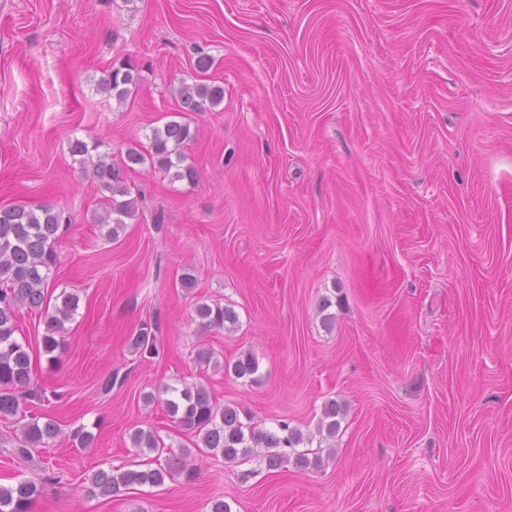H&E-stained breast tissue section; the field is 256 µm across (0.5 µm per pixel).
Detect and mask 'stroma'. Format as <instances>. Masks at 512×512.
Wrapping results in <instances>:
<instances>
[{"label": "stroma", "instance_id": "obj_1", "mask_svg": "<svg viewBox=\"0 0 512 512\" xmlns=\"http://www.w3.org/2000/svg\"><path fill=\"white\" fill-rule=\"evenodd\" d=\"M123 59L120 102L97 85ZM184 79L223 102L182 112ZM171 119L197 183L136 167L109 237L70 139L116 156ZM45 203L68 219L49 293L79 307L56 366L40 311L17 316L27 411L61 429L23 459L0 420V484H41L34 512H512V0H0V206ZM199 301L236 324L203 329ZM203 347L252 353L255 380ZM193 382L310 435L343 404L332 453L276 473L200 453L194 480L92 496L97 469L143 463L135 429L191 447L144 395ZM139 72L129 60L113 62L107 74L98 83V91L114 95L118 101L126 100L138 86Z\"/></svg>", "mask_w": 512, "mask_h": 512}]
</instances>
